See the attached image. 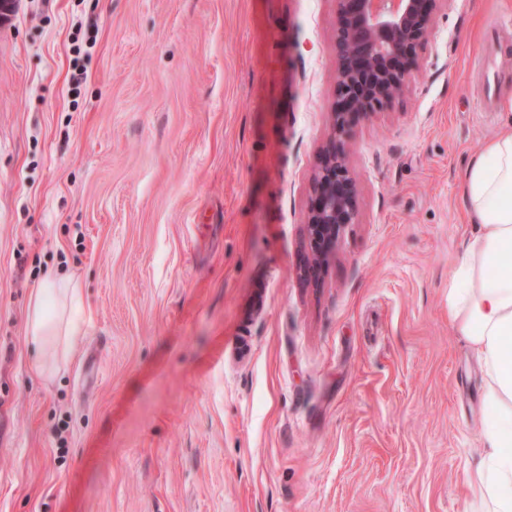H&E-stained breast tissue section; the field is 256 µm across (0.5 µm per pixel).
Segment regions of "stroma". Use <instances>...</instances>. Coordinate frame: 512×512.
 Wrapping results in <instances>:
<instances>
[{
	"instance_id": "stroma-1",
	"label": "stroma",
	"mask_w": 512,
	"mask_h": 512,
	"mask_svg": "<svg viewBox=\"0 0 512 512\" xmlns=\"http://www.w3.org/2000/svg\"><path fill=\"white\" fill-rule=\"evenodd\" d=\"M336 10L18 0L0 25V512H468L485 411L448 274L501 114L470 62L512 0H450L356 127L358 221L312 286ZM51 274L80 330L39 370Z\"/></svg>"
}]
</instances>
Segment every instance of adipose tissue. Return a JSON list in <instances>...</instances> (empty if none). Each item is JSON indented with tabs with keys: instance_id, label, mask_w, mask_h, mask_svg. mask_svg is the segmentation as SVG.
<instances>
[{
	"instance_id": "1",
	"label": "adipose tissue",
	"mask_w": 512,
	"mask_h": 512,
	"mask_svg": "<svg viewBox=\"0 0 512 512\" xmlns=\"http://www.w3.org/2000/svg\"><path fill=\"white\" fill-rule=\"evenodd\" d=\"M497 133L463 169L460 192L476 228L448 277V317L476 352L483 378L484 452L468 475L473 512H512V92L503 95ZM65 289L45 280L30 302L27 332L39 352L60 344L79 326L58 311Z\"/></svg>"
}]
</instances>
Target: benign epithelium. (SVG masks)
I'll use <instances>...</instances> for the list:
<instances>
[{"label":"benign epithelium","mask_w":512,"mask_h":512,"mask_svg":"<svg viewBox=\"0 0 512 512\" xmlns=\"http://www.w3.org/2000/svg\"><path fill=\"white\" fill-rule=\"evenodd\" d=\"M337 100L330 132L312 177L305 217L312 256L301 268L312 283L358 220V188L350 167L353 129L399 100L429 42L434 20L450 0H336Z\"/></svg>","instance_id":"benign-epithelium-1"}]
</instances>
